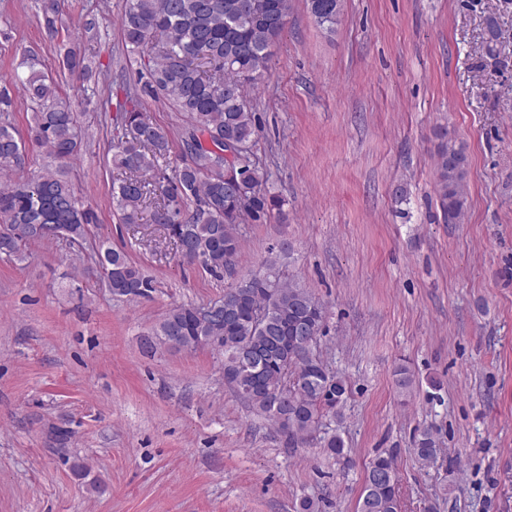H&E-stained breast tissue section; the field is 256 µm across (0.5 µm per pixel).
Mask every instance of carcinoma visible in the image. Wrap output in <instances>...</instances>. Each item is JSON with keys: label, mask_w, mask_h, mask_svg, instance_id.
Segmentation results:
<instances>
[{"label": "carcinoma", "mask_w": 512, "mask_h": 512, "mask_svg": "<svg viewBox=\"0 0 512 512\" xmlns=\"http://www.w3.org/2000/svg\"><path fill=\"white\" fill-rule=\"evenodd\" d=\"M59 0H39L38 15L49 36L58 33L63 11ZM316 24L333 32L341 22L343 4L338 0H309ZM288 15V0H126L121 32L126 49L143 57L148 45L159 49L144 62L132 91L129 106L122 107L113 136L112 206L125 224H135L143 212L150 221L171 229L201 257L199 264L212 273L226 272L234 283L216 301L221 321L208 322L198 315V306L173 307L153 330L159 345L170 330L182 336L184 349L203 346L204 336L220 340L208 345L224 358V383L246 401L257 415L272 421L293 448L317 445L335 456L344 453L343 439L320 436L323 419L339 413L348 394L347 381L332 372L314 346L285 341L290 325L300 323L322 335L325 308L306 288L285 276L277 259H268L258 271L239 274L236 257L241 243L236 225L260 222L280 209L281 199L267 187L268 176L253 154L257 134L246 88L267 69L270 49L282 35ZM15 73L33 104L27 138H21L9 121L12 100L0 91V175L25 167L26 143L41 149L39 171L0 185V226H24L21 238L0 235V256L22 260L28 247L57 239L41 231L44 224L67 225V238L74 244L85 239L96 222L67 175L69 163L82 149L79 114L59 95L55 81L39 69L38 57L23 56ZM62 69L79 71L89 79L90 68L70 49ZM144 98L162 100L183 118L184 150L198 159L184 161L173 174L162 172L169 141L146 113L139 109ZM216 143L245 146L233 168L239 178L207 170L208 157L200 138ZM439 144L433 170L441 206L448 220L461 214L465 204L468 157L462 145L436 133ZM251 199L242 207L240 198ZM99 279L123 297H147L153 281L128 256L98 242L94 254ZM399 394L413 392L416 378L404 364L394 371ZM416 457L434 463L441 454L433 432H421ZM356 512H401L398 473L391 455L378 454L365 471Z\"/></svg>", "instance_id": "cac0c4a2"}]
</instances>
